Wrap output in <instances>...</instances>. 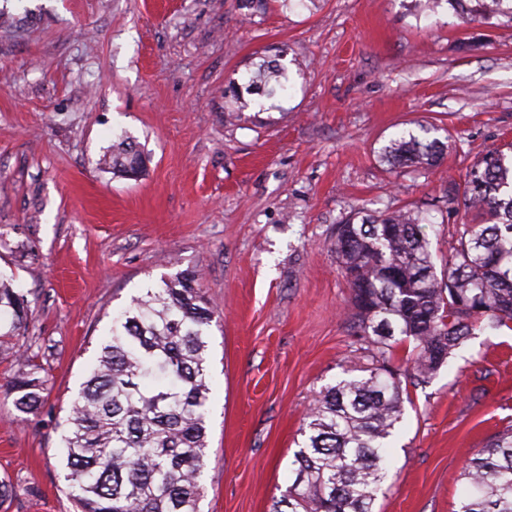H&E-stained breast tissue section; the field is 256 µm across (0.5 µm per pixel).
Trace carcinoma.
<instances>
[{
	"mask_svg": "<svg viewBox=\"0 0 512 512\" xmlns=\"http://www.w3.org/2000/svg\"><path fill=\"white\" fill-rule=\"evenodd\" d=\"M436 12L449 5L467 21H512V0H413ZM293 84L280 59H265L242 81L228 80L231 111L241 117L254 98L274 109ZM379 152L389 169H429L448 144L418 125ZM103 163L137 177L145 158L122 135ZM477 224H455L456 245L436 269L419 211H357L337 224L330 248L351 288L354 335L361 356L324 387L303 418L294 479L270 512H374L387 478L389 448L404 415L408 386L429 382L478 327L512 330V147L491 151L462 187ZM186 271L134 296L112 317L86 380L72 401L62 437L65 480L78 512H199L207 466L209 348L215 312ZM30 302L0 277V336L24 334ZM412 346L405 369L396 345ZM8 382L23 415L42 406L37 356ZM465 491L456 512H512V430L489 441L461 472Z\"/></svg>",
	"mask_w": 512,
	"mask_h": 512,
	"instance_id": "obj_1",
	"label": "carcinoma"
}]
</instances>
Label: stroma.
<instances>
[{"instance_id":"stroma-1","label":"stroma","mask_w":512,"mask_h":512,"mask_svg":"<svg viewBox=\"0 0 512 512\" xmlns=\"http://www.w3.org/2000/svg\"><path fill=\"white\" fill-rule=\"evenodd\" d=\"M411 0H311L245 16L238 0H0V273L31 302L46 347L39 415H15L0 343V512H75L61 457L71 403L112 316L194 270L221 317L210 345L200 512H268L292 478L299 428L356 356L350 288L329 239L359 209L423 212L436 266L449 228L477 223L448 192L512 145V27ZM287 45L281 109L226 120L224 87ZM433 123L437 168L388 170L377 152ZM136 140L143 175L99 160ZM376 512H455L461 470L512 429V331H474L410 388Z\"/></svg>"}]
</instances>
